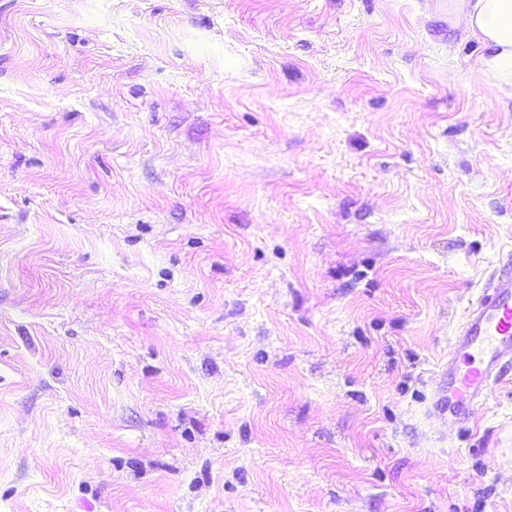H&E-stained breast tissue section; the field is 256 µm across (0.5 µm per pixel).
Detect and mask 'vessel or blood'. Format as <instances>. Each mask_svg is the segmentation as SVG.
Here are the masks:
<instances>
[{
	"label": "vessel or blood",
	"instance_id": "b4317fda",
	"mask_svg": "<svg viewBox=\"0 0 512 512\" xmlns=\"http://www.w3.org/2000/svg\"><path fill=\"white\" fill-rule=\"evenodd\" d=\"M460 359L443 367L431 413L456 419L463 407L483 401L502 367L512 362V273L492 279L457 329Z\"/></svg>",
	"mask_w": 512,
	"mask_h": 512
}]
</instances>
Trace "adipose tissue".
I'll use <instances>...</instances> for the list:
<instances>
[{
    "instance_id": "1",
    "label": "adipose tissue",
    "mask_w": 512,
    "mask_h": 512,
    "mask_svg": "<svg viewBox=\"0 0 512 512\" xmlns=\"http://www.w3.org/2000/svg\"><path fill=\"white\" fill-rule=\"evenodd\" d=\"M466 26L483 46L477 70L512 95V0H473Z\"/></svg>"
}]
</instances>
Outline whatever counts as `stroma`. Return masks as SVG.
Wrapping results in <instances>:
<instances>
[{"label": "stroma", "mask_w": 512, "mask_h": 512, "mask_svg": "<svg viewBox=\"0 0 512 512\" xmlns=\"http://www.w3.org/2000/svg\"><path fill=\"white\" fill-rule=\"evenodd\" d=\"M468 2L0 0V512H512ZM461 358L443 367L442 386L434 391L431 414L459 419L463 407L483 401L501 368L512 362V273L492 279L457 329Z\"/></svg>", "instance_id": "stroma-1"}]
</instances>
